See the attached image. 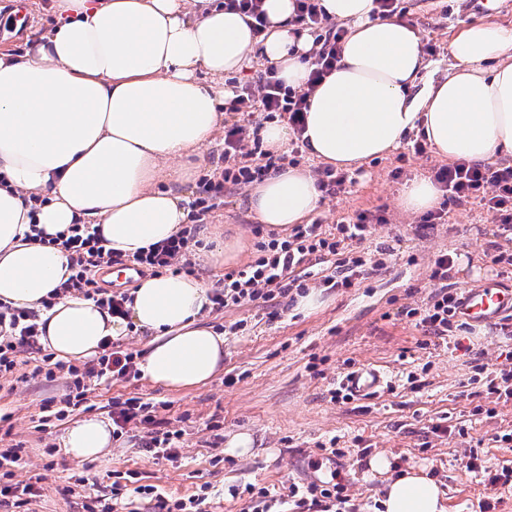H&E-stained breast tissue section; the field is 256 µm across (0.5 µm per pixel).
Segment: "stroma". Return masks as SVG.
<instances>
[{"label":"stroma","instance_id":"1","mask_svg":"<svg viewBox=\"0 0 512 512\" xmlns=\"http://www.w3.org/2000/svg\"><path fill=\"white\" fill-rule=\"evenodd\" d=\"M399 15H412L424 32L423 45L433 72L448 70V43L464 24L486 14L483 0H399ZM440 161L434 153L400 157L398 152L353 171V186L324 197L315 218L325 227L366 212L384 221L362 244L374 262L351 288H319L317 273H331L336 258L312 262L306 288L316 297L307 310L289 306L271 315L257 301L221 311L208 310L216 332L240 321L238 333H225L224 367L210 381L189 390H171L148 378L115 380L88 393L92 410L77 409L67 419L36 427L45 400L60 398L64 379L33 377L39 354L20 356L21 382L0 378V448L23 450L14 481L33 484L37 494L20 512H83L86 494L109 493L115 472H137L140 484L172 496L196 493L210 485L217 496L212 512H241L246 485L269 488L287 497L292 484L338 477L347 486L356 512H381L383 484L365 476L368 456L384 452L401 466L422 465L440 481L448 512H480L483 501L494 512H512V487L490 489L466 467L470 450L494 467L512 468V400L492 403L478 370L504 367L512 340L498 325L453 326L447 339L427 336L406 309L423 304L436 291L431 266L443 253L456 260L449 287L512 285L492 257L512 252V241L497 237L496 226L477 201L451 203L444 223L423 228L422 214L402 211L397 196L408 181L433 178ZM246 187L227 186L222 201L204 217L195 238H239L234 256L217 265L190 253L195 276L216 286L225 272L238 270L256 255V220L250 215ZM369 366L385 375L387 385L368 400L335 401L333 392L350 368ZM140 396L156 407L158 419L182 430L181 459L172 464L145 456L140 442L146 431L129 430L108 452L79 460L58 446L69 422L92 414L111 418L112 404ZM444 423L438 435L432 427ZM249 433L251 455L225 448L235 434ZM346 455L333 458L330 443ZM84 477L85 487L74 485Z\"/></svg>","mask_w":512,"mask_h":512}]
</instances>
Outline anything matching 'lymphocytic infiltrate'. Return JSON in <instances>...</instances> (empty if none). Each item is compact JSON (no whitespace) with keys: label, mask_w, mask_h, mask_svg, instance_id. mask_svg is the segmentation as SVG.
<instances>
[{"label":"lymphocytic infiltrate","mask_w":512,"mask_h":512,"mask_svg":"<svg viewBox=\"0 0 512 512\" xmlns=\"http://www.w3.org/2000/svg\"><path fill=\"white\" fill-rule=\"evenodd\" d=\"M297 11L299 23L316 34L318 50L308 79L309 86L313 87L335 69L345 30L324 17L318 0H297ZM306 108V93L286 87L271 67L261 73L257 84L234 86L224 104L225 113L233 117L232 122L224 126V171L219 178L206 180L205 195L198 202L201 212L212 209L214 201L223 197L226 185L257 182L277 168V157L263 147L260 135L263 120L278 116L287 119L296 135L292 152L301 154L305 148L301 134L305 129ZM435 180L447 201H479L492 215L499 236L512 240V166L491 167L457 162L439 167ZM373 221V216L362 213L353 222L337 224L332 232L323 230L321 224L313 223L294 225L285 238L269 234L267 239L259 242V255L254 262L225 273L223 283L218 284L209 296L213 310L239 307L257 300L267 303L290 297L297 283L295 269L316 253L343 258L342 270L321 277L322 288L353 287L356 279L366 273L368 261L358 246L369 236ZM194 236V229H186L136 255L133 263L143 274L159 275L169 271L177 262L186 260ZM52 242L67 253L74 270L71 278L60 285V293L82 294L107 308L112 315L127 316L129 295L108 290L99 281L105 270L123 263L122 254L106 249L99 233L85 224L69 225L53 237ZM453 266L452 255H439L431 271L432 279L440 283L438 291L424 305L408 311L428 335L442 337L453 328L459 297L456 289L447 285ZM40 333L38 311L0 305V378L13 375L20 353L40 350ZM101 350L99 357L81 367L56 360L50 353L43 356L38 375L49 380L65 375L69 388L60 402H46L44 412L57 419L63 418L69 410L86 402L91 384H106L114 379H140L142 371L138 352L121 349L109 340L102 344ZM137 424L149 428L142 447L151 458L168 461L178 458L182 432L165 427L162 421L156 420L151 403L138 396L115 403L112 412L114 437H121ZM131 493L151 499L154 512H206L209 498V490L205 487L186 498H170L152 485L131 488L116 481L112 484L111 501L90 500L85 505V512H115ZM289 493L296 507L308 506L315 508L316 512H337L338 506L348 501L346 486L339 482L296 484L291 486Z\"/></svg>","instance_id":"f902f5d3"}]
</instances>
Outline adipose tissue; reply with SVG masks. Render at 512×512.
Segmentation results:
<instances>
[{"label": "adipose tissue", "mask_w": 512, "mask_h": 512, "mask_svg": "<svg viewBox=\"0 0 512 512\" xmlns=\"http://www.w3.org/2000/svg\"><path fill=\"white\" fill-rule=\"evenodd\" d=\"M487 14L449 43L454 62L433 79L422 32L405 17H379L374 0H320L347 29L335 70L306 85L315 37L296 21L294 0H264L267 26L219 0H50L51 21L22 52L0 51V303L38 308L72 274L60 248L30 240L87 224L106 248L133 257L191 224L187 182L224 122V78L251 58L274 65L284 84L309 93L303 133L311 157L357 168L411 135L443 160L512 161V26ZM314 176L282 167L249 193L250 214L272 230L305 223L321 207ZM203 279L167 273L141 279L125 318L80 294L42 312V344L84 360L102 340L135 327L152 333L144 376L172 390L200 385L224 366V337L203 322ZM78 459L112 444L104 418L75 421L60 437ZM369 478L384 483V512H447L423 466L396 468L379 453Z\"/></svg>", "instance_id": "ef3b65f1"}]
</instances>
